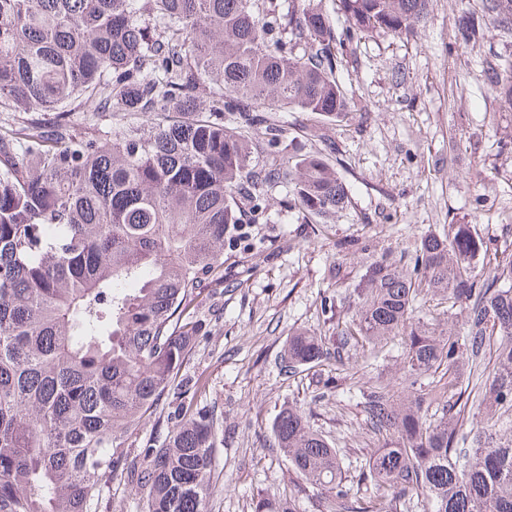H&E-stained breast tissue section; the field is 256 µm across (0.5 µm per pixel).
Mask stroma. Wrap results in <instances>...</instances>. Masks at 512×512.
I'll use <instances>...</instances> for the list:
<instances>
[{
  "mask_svg": "<svg viewBox=\"0 0 512 512\" xmlns=\"http://www.w3.org/2000/svg\"><path fill=\"white\" fill-rule=\"evenodd\" d=\"M479 4L430 0L407 32L355 37L336 73L348 101L342 121L276 113L292 150L336 165L349 204L318 224L289 209L286 185L269 191L260 243L227 261L223 282L196 300L204 324L152 416L126 440V469L105 484L107 512H143L129 472L186 413L216 421L209 512H254L264 496L321 512L322 494L289 469L274 440L273 420L289 404L340 449L351 500L373 496L358 475L382 442L367 431L356 394L403 376L401 346L377 366L359 354L293 374L277 356L300 331L335 348L365 255H412L417 239L452 224L512 253V109L485 78L487 61H512V34L489 18L479 41L456 42L462 11Z\"/></svg>",
  "mask_w": 512,
  "mask_h": 512,
  "instance_id": "stroma-1",
  "label": "stroma"
}]
</instances>
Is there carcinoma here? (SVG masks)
<instances>
[{
    "mask_svg": "<svg viewBox=\"0 0 512 512\" xmlns=\"http://www.w3.org/2000/svg\"><path fill=\"white\" fill-rule=\"evenodd\" d=\"M0 0V512H104L105 481L125 466V437L154 412L188 357L190 307L224 279L228 257L265 219L267 191L323 223L349 201L321 153L288 151L270 113L338 121L336 81L355 34H399L429 0H338V33L315 4L288 0ZM512 31V0H481ZM483 29L462 17L457 40ZM512 71L486 80L512 108ZM95 101L77 124L69 106ZM115 110L129 121L103 126ZM32 112H54L43 125ZM141 112H176L151 134ZM229 123H224V117ZM261 130L262 148L249 136ZM470 226L429 233L413 266L370 259L336 323V359L404 344V380L359 390L367 431L383 439L365 465L376 494L358 512H512V253L493 275ZM439 296L463 334L412 325L415 304ZM331 358L322 337L288 339V373ZM480 416L464 430L466 407ZM272 432L298 477L346 512L339 449L295 405ZM213 419L186 417L150 445L137 474L144 512H208ZM255 512H296L260 499Z\"/></svg>",
    "mask_w": 512,
    "mask_h": 512,
    "instance_id": "cac0c4a2",
    "label": "carcinoma"
}]
</instances>
